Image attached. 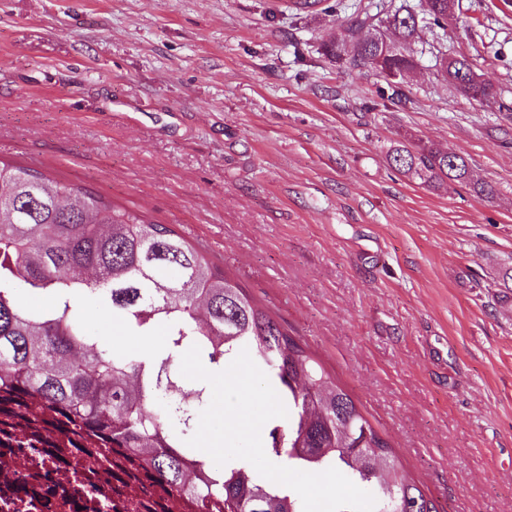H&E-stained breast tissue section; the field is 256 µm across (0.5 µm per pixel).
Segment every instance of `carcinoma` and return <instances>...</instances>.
I'll list each match as a JSON object with an SVG mask.
<instances>
[{"label":"carcinoma","instance_id":"obj_1","mask_svg":"<svg viewBox=\"0 0 512 512\" xmlns=\"http://www.w3.org/2000/svg\"><path fill=\"white\" fill-rule=\"evenodd\" d=\"M293 6L332 15L341 0ZM454 13L455 0L387 11V29L400 42L395 53L383 34L361 35L372 19L365 13L324 53L330 60L345 55L383 79L364 104L373 111L399 98L416 66L408 45L418 17L444 32ZM450 65V83L474 100L477 64L462 55ZM388 157L393 169L430 187L449 179L479 197L495 195L491 183L473 179L463 157L424 142L399 144ZM20 290L48 303L24 307ZM87 300L143 336L166 326L165 346L139 355L108 348L85 321ZM194 344L215 372L245 348L267 374L288 410L265 430V449L277 464L313 473L334 467L377 491L374 512H440L336 376L175 230L39 169L0 161V402L9 406L3 425L52 424L58 447L142 474L157 498L178 499L186 512H303L294 490L250 463L219 468L185 443L209 404L204 382L191 403L172 397L181 382L178 358Z\"/></svg>","mask_w":512,"mask_h":512}]
</instances>
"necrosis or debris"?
Segmentation results:
<instances>
[{"label":"necrosis or debris","instance_id":"obj_1","mask_svg":"<svg viewBox=\"0 0 512 512\" xmlns=\"http://www.w3.org/2000/svg\"><path fill=\"white\" fill-rule=\"evenodd\" d=\"M48 430L32 437L20 424L0 433V512H131L152 504L146 483L79 452L59 453Z\"/></svg>","mask_w":512,"mask_h":512}]
</instances>
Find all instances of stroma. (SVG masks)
Here are the masks:
<instances>
[{"mask_svg":"<svg viewBox=\"0 0 512 512\" xmlns=\"http://www.w3.org/2000/svg\"><path fill=\"white\" fill-rule=\"evenodd\" d=\"M289 0H0V159L106 194L236 276L334 374L443 512H512V7L420 23L405 105L329 60L349 16ZM494 84L458 94L439 60ZM464 156L494 198L389 165ZM106 346L161 348L87 306ZM453 66V71H450V67ZM477 64L474 63L473 59L466 55H461L459 58L453 59L449 66L446 68L447 75H453V79H448L459 94L469 101H476L478 103L489 102L497 96V91L492 84H486L481 87V100H476L471 94L472 90V73H477Z\"/></svg>","mask_w":512,"mask_h":512,"instance_id":"stroma-1","label":"stroma"}]
</instances>
